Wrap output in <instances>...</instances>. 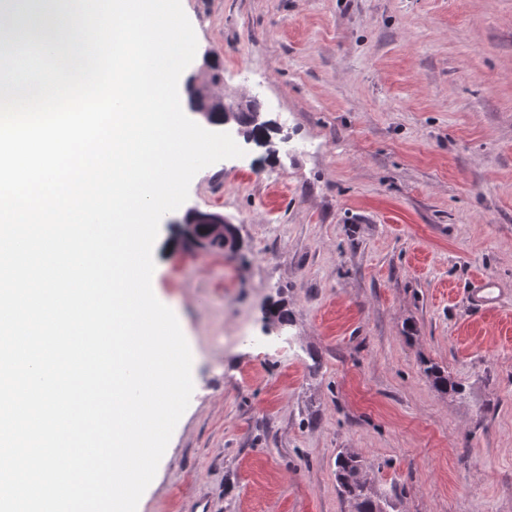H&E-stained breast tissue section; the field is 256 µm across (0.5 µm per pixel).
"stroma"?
<instances>
[{"instance_id":"1","label":"stroma","mask_w":512,"mask_h":512,"mask_svg":"<svg viewBox=\"0 0 512 512\" xmlns=\"http://www.w3.org/2000/svg\"><path fill=\"white\" fill-rule=\"evenodd\" d=\"M182 3L189 72L217 66L271 132L159 227L194 391L141 512H352L345 450L393 512H512V0ZM190 209L236 247L195 249ZM180 224H184V230L188 232L190 240L197 247L202 249H210V242L207 239L201 238L196 235L195 229L197 225H221L224 226L225 229H229L230 231L234 232L233 225L229 221L224 219L222 215L210 212H202L198 210L188 211L184 217L183 222H180Z\"/></svg>"}]
</instances>
